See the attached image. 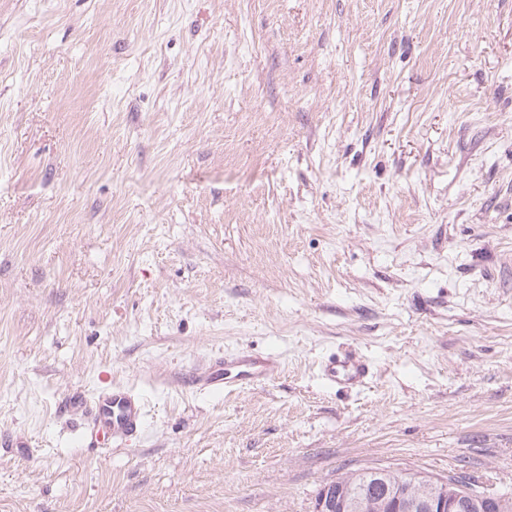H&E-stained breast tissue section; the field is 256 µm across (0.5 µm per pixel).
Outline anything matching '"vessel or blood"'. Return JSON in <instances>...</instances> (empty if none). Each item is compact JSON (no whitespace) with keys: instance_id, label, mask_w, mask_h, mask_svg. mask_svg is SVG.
Instances as JSON below:
<instances>
[{"instance_id":"b4317fda","label":"vessel or blood","mask_w":512,"mask_h":512,"mask_svg":"<svg viewBox=\"0 0 512 512\" xmlns=\"http://www.w3.org/2000/svg\"><path fill=\"white\" fill-rule=\"evenodd\" d=\"M279 370V363L272 358L230 353L211 363L200 374L199 381L203 387L232 392L246 384L271 380ZM321 372L329 384L348 387L361 383L368 368L362 360L344 352L327 358ZM69 406L84 415L85 437L91 443L102 438L123 441L138 433L142 426L141 399L122 387L104 390L89 400L74 397Z\"/></svg>"}]
</instances>
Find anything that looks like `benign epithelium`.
<instances>
[{
  "instance_id": "1",
  "label": "benign epithelium",
  "mask_w": 512,
  "mask_h": 512,
  "mask_svg": "<svg viewBox=\"0 0 512 512\" xmlns=\"http://www.w3.org/2000/svg\"><path fill=\"white\" fill-rule=\"evenodd\" d=\"M358 473L324 484L314 512H512V497L477 491L458 478L401 473L380 467L373 472L376 490L355 489Z\"/></svg>"
}]
</instances>
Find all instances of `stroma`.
<instances>
[{"label": "stroma", "instance_id": "35a3bbf8", "mask_svg": "<svg viewBox=\"0 0 512 512\" xmlns=\"http://www.w3.org/2000/svg\"><path fill=\"white\" fill-rule=\"evenodd\" d=\"M226 352L282 371L197 387ZM112 386L144 429L88 447ZM376 466L512 490V0H0V512ZM323 378L334 386H353L365 378L367 365L352 354L344 352L327 358L321 366Z\"/></svg>", "mask_w": 512, "mask_h": 512}]
</instances>
